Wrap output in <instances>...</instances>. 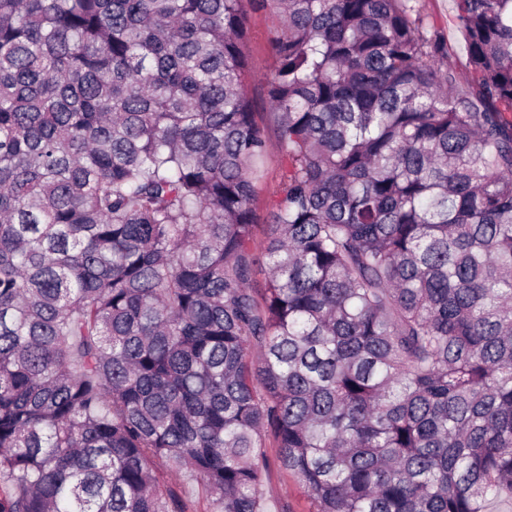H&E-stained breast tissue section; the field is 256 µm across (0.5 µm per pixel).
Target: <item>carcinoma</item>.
I'll return each instance as SVG.
<instances>
[{
  "label": "carcinoma",
  "mask_w": 512,
  "mask_h": 512,
  "mask_svg": "<svg viewBox=\"0 0 512 512\" xmlns=\"http://www.w3.org/2000/svg\"><path fill=\"white\" fill-rule=\"evenodd\" d=\"M454 23L466 75L410 0H0V512H267L269 435L313 512L512 496V0ZM249 25L251 35L247 55L250 76L247 92L257 102L259 121L270 126L265 83L277 68V60L269 40L273 31L280 25V18L270 9H257L250 14ZM283 172V156L278 138L271 128L266 155L263 159L262 170L256 181V193L252 203L256 220L255 254L259 264V274L256 276L258 288L265 281V256L263 244L265 241V224H268L271 204L279 189ZM176 473L166 468L157 472L160 482L165 483L174 492L183 493L186 498L188 512H214V506L202 487L195 481L189 480L185 474Z\"/></svg>",
  "instance_id": "obj_1"
}]
</instances>
